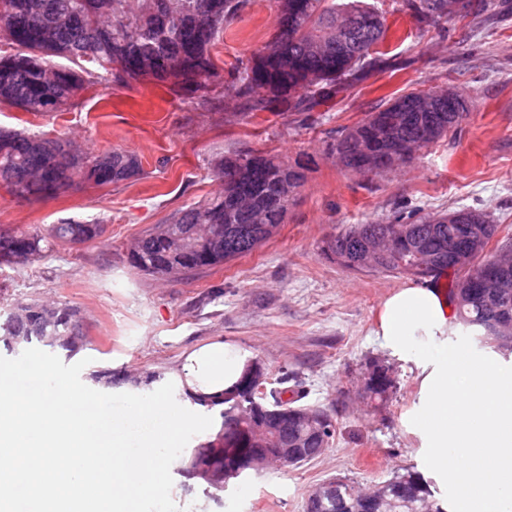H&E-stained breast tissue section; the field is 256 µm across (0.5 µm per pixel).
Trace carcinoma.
Wrapping results in <instances>:
<instances>
[{
  "mask_svg": "<svg viewBox=\"0 0 512 512\" xmlns=\"http://www.w3.org/2000/svg\"><path fill=\"white\" fill-rule=\"evenodd\" d=\"M393 11L416 20L421 30L445 26L458 14L456 0H392ZM280 27L270 41L232 69L224 80L215 69L211 49L224 38V28L240 16L248 0H0V42L14 52L0 54V104L26 112H59L70 105L89 80L84 68L59 66L56 58L74 64L89 62L112 75L116 83L150 79L168 85L183 99L203 98L220 81L224 94L241 100L252 111L287 105L290 112H313L352 89L374 72L396 70L382 47L390 26L387 12L362 0H275ZM497 0H468L462 17L492 16ZM435 88L414 89L366 113L343 129L328 150L349 171L370 164L382 174L406 163L398 146L423 142L422 148L455 130L461 121L448 111V99ZM144 174L132 152L114 149L94 154L72 148L67 141L0 129V184L21 197L56 196L75 184H117ZM213 175L222 191L192 203L161 227L136 240L130 264L152 276L178 278L209 270L252 253L284 223L305 183L299 165L255 151L219 157ZM477 218L474 224L448 222V213H398L379 222L356 224L328 241L324 255L358 269L370 242L405 229L390 252L378 256L376 272L416 281L448 276V299L456 322L481 344L503 352L499 328H512V268L500 273L504 288L487 299L477 288L489 266L485 250L500 225L475 209L460 208ZM100 224H53L39 234L0 228V256L25 264L59 245L83 244L99 238ZM477 245L473 265L451 268L455 246ZM47 316V344L70 358L76 348L64 336L79 325L77 311L66 303L21 301L0 321V341L16 351L15 318ZM263 419L257 413L246 428L224 421L225 437L236 442ZM288 439L315 448V436L288 420ZM393 512H447L435 496L432 481L412 469L393 476ZM377 503L343 481L336 503L318 512H376Z\"/></svg>",
  "mask_w": 512,
  "mask_h": 512,
  "instance_id": "carcinoma-1",
  "label": "carcinoma"
}]
</instances>
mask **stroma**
I'll list each match as a JSON object with an SVG mask.
<instances>
[{
    "label": "stroma",
    "instance_id": "35a3bbf8",
    "mask_svg": "<svg viewBox=\"0 0 512 512\" xmlns=\"http://www.w3.org/2000/svg\"><path fill=\"white\" fill-rule=\"evenodd\" d=\"M389 51L400 69L375 73L339 95L317 124L280 110L253 112L212 91L185 101L150 81H104L74 105L50 114L0 105V128L25 129L104 153L131 151L142 177L86 185L57 196L23 198L0 186V227L44 230L69 221L104 224L97 241L57 246L27 265L0 267V305L38 298L77 308L83 346L71 359L50 349H0V364L26 365L39 355L51 375L125 405L135 377L170 393L167 374L188 348L217 338L249 349L267 369L269 388L297 376L304 404L328 409L336 434L310 463L269 468L215 489L173 472L162 500L142 512H304L308 492L333 477L366 489L404 468L421 469L419 440L404 417L418 397L413 363L393 356L375 336L383 301L403 277L357 272L322 249L355 224L398 210L425 213L471 207L512 231V0L481 22H448L447 32L419 33L402 14L387 17ZM278 30L274 0H249L212 51L219 74L263 47ZM455 84L478 99L457 132L412 162L381 175L345 170L327 145L366 112L412 89ZM253 150L307 165V180L275 235L249 255L182 279L132 268L136 239L177 210L220 189L215 159ZM382 362L396 387L366 398L363 381ZM99 371L112 381L95 380Z\"/></svg>",
    "mask_w": 512,
    "mask_h": 512
}]
</instances>
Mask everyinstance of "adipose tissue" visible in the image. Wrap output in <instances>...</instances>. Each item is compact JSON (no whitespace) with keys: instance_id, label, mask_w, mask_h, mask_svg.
Here are the masks:
<instances>
[{"instance_id":"1","label":"adipose tissue","mask_w":512,"mask_h":512,"mask_svg":"<svg viewBox=\"0 0 512 512\" xmlns=\"http://www.w3.org/2000/svg\"><path fill=\"white\" fill-rule=\"evenodd\" d=\"M449 310L436 286L408 284L384 301L376 334L418 370L420 398L408 425L433 476L467 486L459 512H487L491 503L512 512V358L490 354L477 375L473 352L450 338ZM252 363L242 346L215 339L170 372L175 399L133 391L129 412H151L158 425L143 448L151 472L123 459L120 432L93 423L72 388L59 384L23 401L0 376V512H11L20 491L34 512H141L182 466L181 449L219 438L224 399Z\"/></svg>"}]
</instances>
